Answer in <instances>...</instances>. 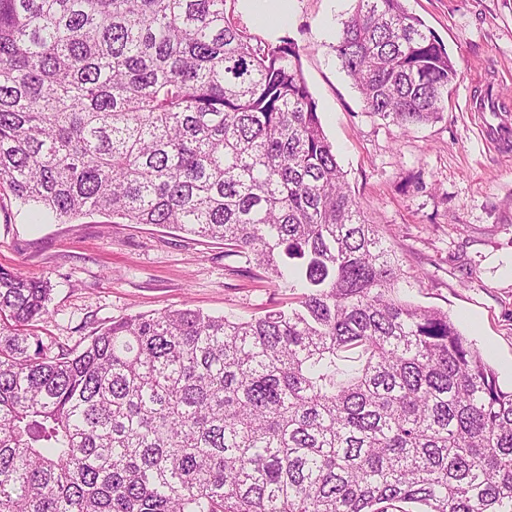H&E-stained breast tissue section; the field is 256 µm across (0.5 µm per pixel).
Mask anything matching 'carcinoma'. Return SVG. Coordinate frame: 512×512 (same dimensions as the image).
<instances>
[{"mask_svg":"<svg viewBox=\"0 0 512 512\" xmlns=\"http://www.w3.org/2000/svg\"><path fill=\"white\" fill-rule=\"evenodd\" d=\"M334 49L367 112L448 109L456 63L404 0H355ZM4 186L221 239L297 296L53 348L25 332L47 283L0 270V512H512V390L402 296L293 41L224 0H0Z\"/></svg>","mask_w":512,"mask_h":512,"instance_id":"carcinoma-1","label":"carcinoma"}]
</instances>
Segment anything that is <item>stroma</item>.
<instances>
[{"label": "stroma", "mask_w": 512, "mask_h": 512, "mask_svg": "<svg viewBox=\"0 0 512 512\" xmlns=\"http://www.w3.org/2000/svg\"><path fill=\"white\" fill-rule=\"evenodd\" d=\"M457 62L447 112L407 129L366 112L334 51L354 0H294L276 35L238 0L225 14L248 33L292 39L346 181L378 225L415 304L448 313L512 389V116L475 106L512 102V0H404ZM0 268L47 281L50 314L32 331L44 344L85 345L113 321L170 308L248 317L286 306L287 284L223 242L96 213L34 223L30 206L0 190Z\"/></svg>", "instance_id": "obj_1"}]
</instances>
